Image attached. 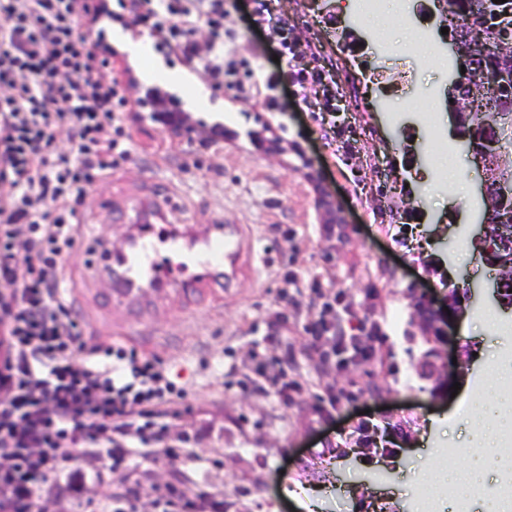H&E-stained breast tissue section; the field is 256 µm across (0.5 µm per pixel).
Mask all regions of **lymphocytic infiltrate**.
I'll return each instance as SVG.
<instances>
[{"label": "lymphocytic infiltrate", "instance_id": "obj_1", "mask_svg": "<svg viewBox=\"0 0 512 512\" xmlns=\"http://www.w3.org/2000/svg\"><path fill=\"white\" fill-rule=\"evenodd\" d=\"M167 54L194 62L214 91L260 96L316 83L295 68L287 25L252 0V30L275 44L284 66L246 70L229 47L226 0H119ZM103 0H0V512H40L44 493L91 496L97 475L67 469L76 453L119 464L141 458L183 465L168 447L175 389L158 361L133 348L90 342L60 292L62 259L75 244L78 207L121 157L134 117L108 45L92 37ZM209 29L206 55L191 36ZM67 135L70 148L59 151ZM25 237L26 257L15 243ZM155 512H221L205 494L170 488Z\"/></svg>", "mask_w": 512, "mask_h": 512}]
</instances>
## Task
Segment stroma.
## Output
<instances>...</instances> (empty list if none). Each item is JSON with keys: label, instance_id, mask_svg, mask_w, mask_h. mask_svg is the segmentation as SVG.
I'll return each mask as SVG.
<instances>
[{"label": "stroma", "instance_id": "obj_1", "mask_svg": "<svg viewBox=\"0 0 512 512\" xmlns=\"http://www.w3.org/2000/svg\"><path fill=\"white\" fill-rule=\"evenodd\" d=\"M288 21L301 64L321 72L327 97L353 124L335 129L329 113L308 109L294 87L280 90L275 111L253 97L223 101L218 112H189L196 140L151 121L143 103L140 122L127 125L125 159L88 191L79 208L87 220L64 259L63 281L74 312L106 299L111 282L87 279L91 246L124 245L129 227L99 209L105 197L144 191L153 180L170 202L169 220L201 233L223 218L248 225L258 252L253 281L237 293L197 308L183 321L166 304L139 315L128 344L161 361L181 413L170 419L167 441L203 456L205 467L178 470L133 459L102 469L78 455L69 467L102 469L91 499L63 505L46 498L44 512H105L113 493L140 480L138 512H154L155 489L188 486L222 499L224 512H414L418 471L442 488L439 473L462 464L473 450L462 406H477L491 379L512 376L501 363L512 351V305L494 298L495 270L471 244L481 231V169L454 129L448 88L457 69L443 52L420 50V37L396 0L378 16L355 21L348 0H271ZM239 37L236 57L272 68L275 50L253 34L243 11L230 17ZM385 72L403 87L414 113L439 112L443 120L427 139L391 124L387 85L369 75ZM457 164L453 180L430 176L445 161ZM410 195L406 213L393 210ZM472 288L453 330L470 354L453 379L456 396L433 397L420 378L421 325L413 301L440 300L449 285ZM352 330L366 322L375 333L367 359L340 369L337 339L312 341L317 321ZM288 343L287 363L266 357L268 334ZM287 383V400L261 387ZM408 441L388 443L394 426ZM370 440V460L347 452Z\"/></svg>", "mask_w": 512, "mask_h": 512}]
</instances>
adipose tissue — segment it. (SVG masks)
I'll list each match as a JSON object with an SVG mask.
<instances>
[{
  "label": "adipose tissue",
  "instance_id": "adipose-tissue-1",
  "mask_svg": "<svg viewBox=\"0 0 512 512\" xmlns=\"http://www.w3.org/2000/svg\"><path fill=\"white\" fill-rule=\"evenodd\" d=\"M511 422L501 414L497 397L487 396L470 421L475 450L463 466L447 468L445 481L465 494L481 484L489 471L499 469L502 461L494 450L495 433Z\"/></svg>",
  "mask_w": 512,
  "mask_h": 512
}]
</instances>
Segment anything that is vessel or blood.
<instances>
[{
    "mask_svg": "<svg viewBox=\"0 0 512 512\" xmlns=\"http://www.w3.org/2000/svg\"><path fill=\"white\" fill-rule=\"evenodd\" d=\"M110 38L139 59L154 51L153 42L132 36L126 27L111 31ZM177 83L187 89V100L196 109L212 105V94L195 85L191 72H184ZM101 206L130 226L123 249L97 243L91 262L94 272L109 273V307L128 324H135L147 308L205 300L237 288L251 251L245 225L217 222L199 235L177 233L170 227L167 205L149 190L121 199L108 197Z\"/></svg>",
    "mask_w": 512,
    "mask_h": 512,
    "instance_id": "1",
    "label": "vessel or blood"
}]
</instances>
